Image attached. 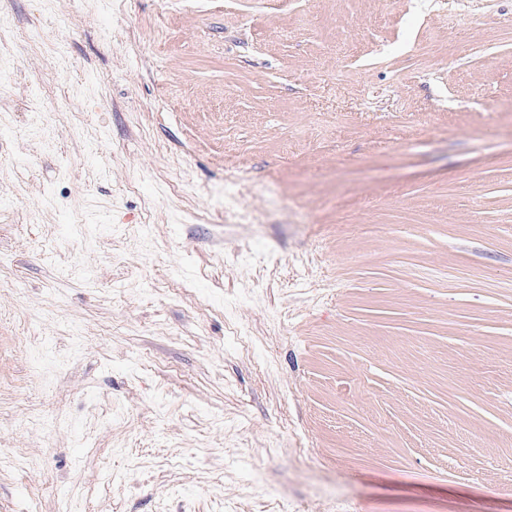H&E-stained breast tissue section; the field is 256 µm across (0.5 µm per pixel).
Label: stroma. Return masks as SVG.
Masks as SVG:
<instances>
[{
    "label": "stroma",
    "instance_id": "stroma-1",
    "mask_svg": "<svg viewBox=\"0 0 512 512\" xmlns=\"http://www.w3.org/2000/svg\"><path fill=\"white\" fill-rule=\"evenodd\" d=\"M340 502L512 512V0H0V512Z\"/></svg>",
    "mask_w": 512,
    "mask_h": 512
}]
</instances>
